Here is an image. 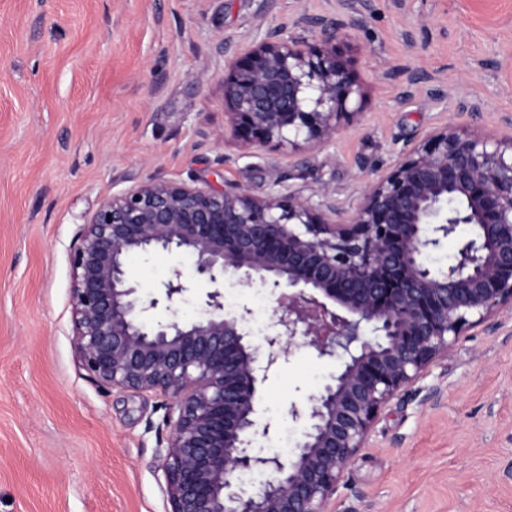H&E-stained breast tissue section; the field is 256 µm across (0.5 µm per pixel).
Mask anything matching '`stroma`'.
I'll return each mask as SVG.
<instances>
[{
  "mask_svg": "<svg viewBox=\"0 0 512 512\" xmlns=\"http://www.w3.org/2000/svg\"><path fill=\"white\" fill-rule=\"evenodd\" d=\"M313 16L358 23L336 43L363 86L331 143L241 149L225 137L223 43L269 29L313 40ZM416 82H409V75ZM512 135V0H0V512H167L163 397L88 376L72 339L70 252L112 195L151 179L354 208L406 142L448 122ZM178 253L136 254L154 289ZM271 324L268 290L224 305ZM343 368L294 347L259 421L294 448L305 406ZM329 512H512V310L468 329L381 411Z\"/></svg>",
  "mask_w": 512,
  "mask_h": 512,
  "instance_id": "stroma-1",
  "label": "stroma"
}]
</instances>
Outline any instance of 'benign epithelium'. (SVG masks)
Listing matches in <instances>:
<instances>
[{
  "mask_svg": "<svg viewBox=\"0 0 512 512\" xmlns=\"http://www.w3.org/2000/svg\"><path fill=\"white\" fill-rule=\"evenodd\" d=\"M317 44L271 29L221 45L224 110L246 145L326 144L362 92L336 54L343 28L309 19ZM319 201L149 180L103 201L71 253L73 342L94 380L167 400L162 456L168 512H328L383 408L459 342L512 307V139L445 124L410 141L353 211L327 187ZM467 224L454 262L429 253ZM188 255L202 290L191 320H154L189 289L179 271L146 300L135 253ZM260 284L274 323L254 344L252 311L224 310V281ZM373 337H365V328ZM344 358L332 382L291 406L304 425L283 461L255 451L262 386L297 337ZM266 476L247 489L242 476Z\"/></svg>",
  "mask_w": 512,
  "mask_h": 512,
  "instance_id": "benign-epithelium-1",
  "label": "benign epithelium"
}]
</instances>
